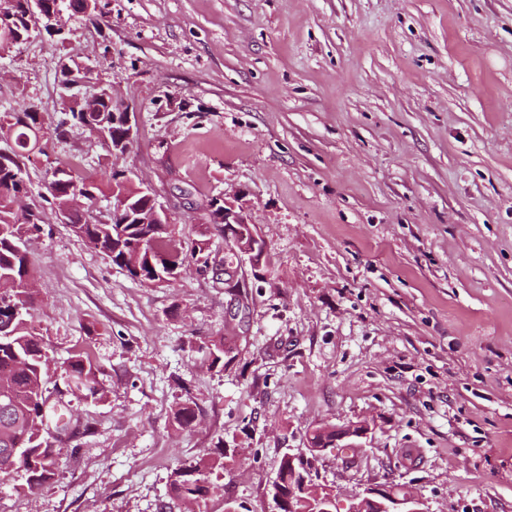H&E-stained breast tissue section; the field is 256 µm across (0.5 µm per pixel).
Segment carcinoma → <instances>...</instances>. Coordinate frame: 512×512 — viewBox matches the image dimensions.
<instances>
[{
    "label": "carcinoma",
    "mask_w": 512,
    "mask_h": 512,
    "mask_svg": "<svg viewBox=\"0 0 512 512\" xmlns=\"http://www.w3.org/2000/svg\"><path fill=\"white\" fill-rule=\"evenodd\" d=\"M63 118L60 125L89 126L90 119L112 126V112L108 104L97 114L77 112L65 101H60ZM35 112H3L0 114V141H13L12 157L0 162V326L8 328L0 335V473H24L25 484L33 492L52 479L56 450L44 435L42 406L50 397L48 364L50 356L42 340L29 327L34 315L32 299L27 297L23 283L31 277V261L23 237L39 230L43 214L37 222H19L12 209L15 191L25 188L21 161L33 151L36 142ZM71 232L88 247L107 256L120 265V259L129 249H142L141 272L130 276L142 283L158 280L163 264L159 257L184 264L191 258L208 266V257L184 252L183 243L172 236L169 224H88L77 215L70 218ZM209 367L224 371L230 364L224 350V338L202 340L195 345ZM67 385L91 401L103 400L107 392L100 385L97 369L88 357L77 352L65 362ZM195 402L185 400L172 408V420L180 428L191 427L198 418ZM200 464L175 469L171 475V492L190 504L189 512H206L207 500L221 491V486L202 477Z\"/></svg>",
    "instance_id": "obj_1"
}]
</instances>
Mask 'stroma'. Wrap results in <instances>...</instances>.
Segmentation results:
<instances>
[{
  "label": "stroma",
  "mask_w": 512,
  "mask_h": 512,
  "mask_svg": "<svg viewBox=\"0 0 512 512\" xmlns=\"http://www.w3.org/2000/svg\"><path fill=\"white\" fill-rule=\"evenodd\" d=\"M0 54V113L36 105L25 161L34 325L84 424L29 492L0 475V512H184L170 476L202 456L225 501L277 512L269 495L308 430L364 422L362 448L326 449L320 484L405 485L430 512H512V0H100ZM82 58L137 115L130 151L89 132L57 137L58 65ZM74 163L151 187L178 239L198 240L208 201L245 192L267 243L240 261L242 297L216 271L230 245L143 284L55 216L52 170ZM234 356L209 368L195 342ZM87 353L107 390L66 388ZM191 399L197 425L170 409Z\"/></svg>",
  "instance_id": "stroma-1"
}]
</instances>
